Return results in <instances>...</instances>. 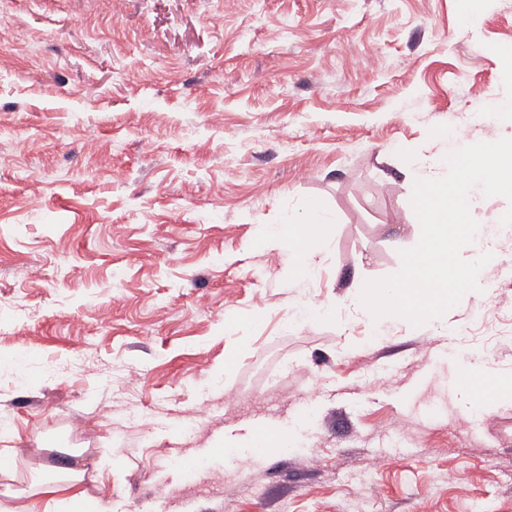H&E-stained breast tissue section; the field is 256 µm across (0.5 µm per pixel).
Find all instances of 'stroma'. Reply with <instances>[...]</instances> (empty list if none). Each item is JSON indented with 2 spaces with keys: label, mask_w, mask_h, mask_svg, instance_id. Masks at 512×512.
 Wrapping results in <instances>:
<instances>
[{
  "label": "stroma",
  "mask_w": 512,
  "mask_h": 512,
  "mask_svg": "<svg viewBox=\"0 0 512 512\" xmlns=\"http://www.w3.org/2000/svg\"><path fill=\"white\" fill-rule=\"evenodd\" d=\"M1 26L0 492L73 467L112 512H512V394L472 372L512 378V253L480 278L492 337L473 292L375 337L353 302L421 232L399 150L443 166L473 116L471 143L512 136V0H0ZM311 200L304 279L267 228ZM266 423L284 447L249 454ZM175 457L223 483L172 501Z\"/></svg>",
  "instance_id": "obj_1"
}]
</instances>
